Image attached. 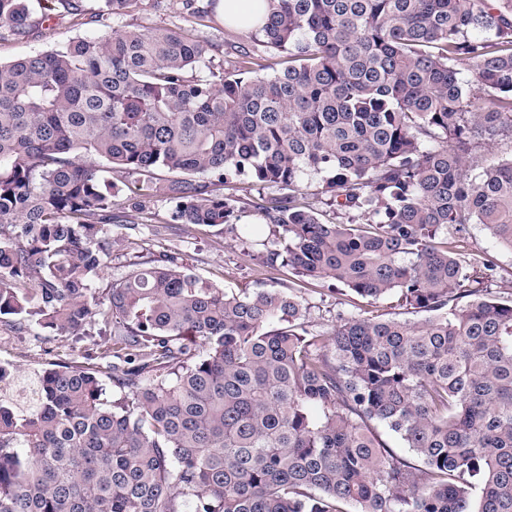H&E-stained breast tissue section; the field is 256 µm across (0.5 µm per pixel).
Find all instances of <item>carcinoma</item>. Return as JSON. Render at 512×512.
Returning <instances> with one entry per match:
<instances>
[{"instance_id":"carcinoma-1","label":"carcinoma","mask_w":512,"mask_h":512,"mask_svg":"<svg viewBox=\"0 0 512 512\" xmlns=\"http://www.w3.org/2000/svg\"><path fill=\"white\" fill-rule=\"evenodd\" d=\"M30 2L0 0L18 39ZM267 4L257 41L288 59L270 77L179 27L0 64V320L97 326L119 359L110 402L60 364L0 398V512H512V303L479 296L496 265L448 238L481 224L512 251V0ZM228 176L277 192L259 264L425 318L341 312L320 334L292 291L230 294L170 254L99 288L123 185L215 227ZM315 179L361 222L303 202Z\"/></svg>"}]
</instances>
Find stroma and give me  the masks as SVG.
<instances>
[{"label":"stroma","instance_id":"obj_1","mask_svg":"<svg viewBox=\"0 0 512 512\" xmlns=\"http://www.w3.org/2000/svg\"><path fill=\"white\" fill-rule=\"evenodd\" d=\"M32 5L37 27L29 38L17 40L0 29V62L57 48L77 36L94 35L102 25L116 29H187L207 45L208 56L216 65H231L240 51L251 52L258 48L252 32L225 27L222 8H214L208 18L198 19L187 9L186 0H143L136 11L122 16L102 15V0H82L86 12L101 13L102 19L97 25H81L76 18L60 15L56 0H32ZM224 190L238 199L239 220L233 227L167 226L172 204L159 191L147 201L144 212H129L126 223L112 228L116 244L106 281L119 280L128 273L132 263L169 250L178 253L201 278L232 292L292 287L308 306L307 319L312 329L319 332H329L340 311L410 318V311L400 305L397 298L375 303L350 291H337L331 281L303 282L285 269L268 270L253 265L243 255L237 234L245 226L259 222L260 213L254 206L258 193L240 177L229 178ZM459 250L468 258L483 253L491 255L497 266L490 284L491 292L500 301H512V251L498 246L479 224L469 226ZM59 363L93 368L106 374L110 371L112 353L104 337L98 335L81 338L64 334L40 335L32 328L20 329L0 322V365L29 376Z\"/></svg>","mask_w":512,"mask_h":512}]
</instances>
